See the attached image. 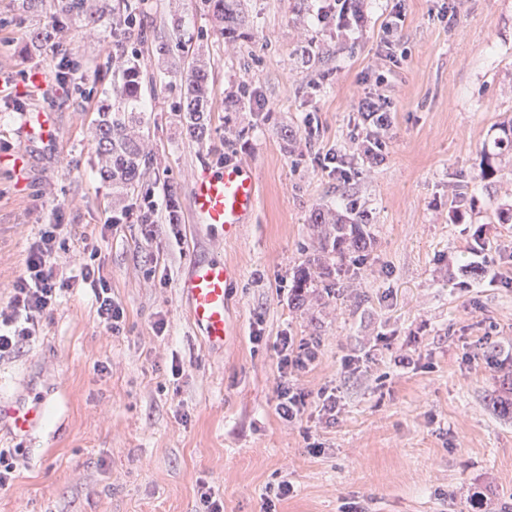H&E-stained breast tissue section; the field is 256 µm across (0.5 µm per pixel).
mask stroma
<instances>
[{"mask_svg": "<svg viewBox=\"0 0 512 512\" xmlns=\"http://www.w3.org/2000/svg\"><path fill=\"white\" fill-rule=\"evenodd\" d=\"M171 2L136 0L124 42L148 74L141 176L120 192L101 178L94 141L99 106L119 87L111 22L35 46L52 5L0 0V81L12 86L0 96V154L23 144L24 113L50 110L60 127L59 140L30 147L24 183L0 165V302L57 220L99 234L126 313L112 334L92 292L71 289L40 336L0 362V400L37 390L48 410L31 437L0 431V448L21 457L0 512H200L203 484L224 512H264L267 486L284 480L292 491L276 512H512V414L498 406L512 385V220L497 218L512 207V153L489 180L475 177L482 148L512 121V0H404L390 36L395 0H364L354 33L318 22L325 0H240L249 36L238 40L199 0ZM200 54L210 118L193 139L174 107ZM65 55L77 71L63 83ZM35 69L46 85L19 94ZM367 96L388 117L375 158L361 147ZM227 157L259 187L253 222L228 242L189 208L196 169ZM148 195L176 201L181 245L165 228L145 242L128 221L101 233ZM318 208L365 213L372 243L344 259L341 297L319 287L298 307L292 285L320 249ZM213 255L238 270L236 335L219 355L180 292L191 262ZM285 334L318 346L313 365L284 377L307 397L292 422L275 411Z\"/></svg>", "mask_w": 512, "mask_h": 512, "instance_id": "35a3bbf8", "label": "stroma"}]
</instances>
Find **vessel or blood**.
I'll return each mask as SVG.
<instances>
[{"mask_svg":"<svg viewBox=\"0 0 512 512\" xmlns=\"http://www.w3.org/2000/svg\"><path fill=\"white\" fill-rule=\"evenodd\" d=\"M54 118L49 112L31 116L28 133L32 140L54 139ZM258 185L243 163L228 160L219 169L203 168L193 178L190 208L197 220L224 239L239 236L250 223L258 205ZM237 277L236 269L218 256L190 265L181 292L188 305L189 318L208 347L223 352L233 334L229 320V291ZM46 418V398L32 393L10 402H0V429L25 438L40 429Z\"/></svg>","mask_w":512,"mask_h":512,"instance_id":"vessel-or-blood-1","label":"vessel or blood"}]
</instances>
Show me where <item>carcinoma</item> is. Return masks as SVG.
<instances>
[{"label": "carcinoma", "mask_w": 512, "mask_h": 512, "mask_svg": "<svg viewBox=\"0 0 512 512\" xmlns=\"http://www.w3.org/2000/svg\"><path fill=\"white\" fill-rule=\"evenodd\" d=\"M50 27L36 33L39 41H49L59 30L68 27L73 21L94 28L106 14V7L99 0H56ZM204 7L211 11L220 23L221 36L234 37L241 29L242 18L231 0H202ZM118 17L117 25L132 26L136 20V6L123 0L112 8ZM144 69L140 59L126 60L120 70V89L116 99L100 106L96 130L97 149L104 159L102 175L112 184L131 189L140 178L144 148L131 134L141 112L142 75ZM208 79L207 65L201 64L187 76L183 87L187 131L194 137L203 135L208 119ZM314 224L320 228L322 247L320 254L308 260L316 272L302 271L292 286V301L304 304L306 290L315 283L332 276V271H341L337 262L348 253L364 252L370 246V235L366 222L362 219L348 221L338 214L318 211Z\"/></svg>", "instance_id": "carcinoma-1"}]
</instances>
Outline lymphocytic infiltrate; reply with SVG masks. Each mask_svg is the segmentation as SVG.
I'll use <instances>...</instances> for the list:
<instances>
[{"mask_svg": "<svg viewBox=\"0 0 512 512\" xmlns=\"http://www.w3.org/2000/svg\"><path fill=\"white\" fill-rule=\"evenodd\" d=\"M70 233V225L45 224L30 244L23 275L13 283L7 301L0 303V361L33 342L43 319L57 308L62 291L76 286L92 291L99 322L120 333L125 310L96 262L98 249L92 238L74 240ZM71 247L84 254L83 262H61V251Z\"/></svg>", "mask_w": 512, "mask_h": 512, "instance_id": "obj_1", "label": "lymphocytic infiltrate"}]
</instances>
